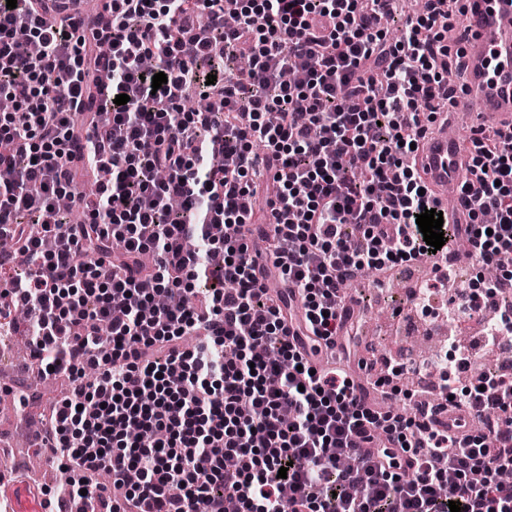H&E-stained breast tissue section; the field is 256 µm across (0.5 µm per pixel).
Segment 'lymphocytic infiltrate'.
Segmentation results:
<instances>
[{
  "instance_id": "obj_1",
  "label": "lymphocytic infiltrate",
  "mask_w": 512,
  "mask_h": 512,
  "mask_svg": "<svg viewBox=\"0 0 512 512\" xmlns=\"http://www.w3.org/2000/svg\"><path fill=\"white\" fill-rule=\"evenodd\" d=\"M426 2L392 41L383 0H107L102 43L75 37L68 0H0V98L14 103L0 113V266L28 259L0 278V328L24 309L42 376L68 380L44 434L68 484L45 508L512 512V381L484 373L462 393L483 421L466 432L440 420L446 403L390 412L316 362L349 320L342 283L447 257L423 239L424 182L404 163L462 67L449 0ZM243 55L249 73L225 70ZM194 83L210 109L182 107ZM465 151L468 221L442 230L501 270L512 135L479 130ZM81 166L112 176L68 224L55 202ZM263 175L270 229L252 221ZM212 277L195 307L155 302ZM135 426L162 437L139 446Z\"/></svg>"
}]
</instances>
